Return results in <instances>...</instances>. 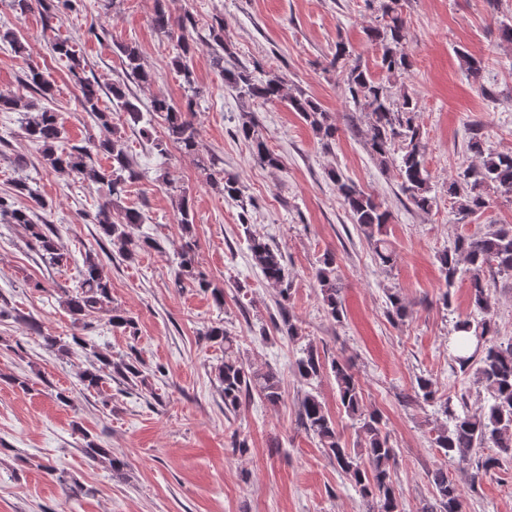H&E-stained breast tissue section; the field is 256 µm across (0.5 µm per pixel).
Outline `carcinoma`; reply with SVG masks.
<instances>
[{
    "label": "carcinoma",
    "instance_id": "1",
    "mask_svg": "<svg viewBox=\"0 0 512 512\" xmlns=\"http://www.w3.org/2000/svg\"><path fill=\"white\" fill-rule=\"evenodd\" d=\"M381 21L378 26L366 29L368 42L379 51L377 66L385 77L401 76L411 70L412 54L408 50L406 21L402 15L401 0H379ZM153 26L168 39L176 42L178 50L174 59L177 72L192 95L185 105L178 106L164 95L151 100L149 111L158 116L165 125V136L152 142L153 149L163 155L168 146L174 145L186 154H194L198 148L199 130L192 119L194 97L200 94L193 71L187 64L197 49L189 32L193 25L190 15L175 20L158 6L152 18ZM210 46L214 51V63L224 73L225 85L242 98L262 104L286 101L289 108L300 114L323 146L330 147L336 140L335 116L322 108L321 104L302 90L288 91V79L284 74L267 73L259 65L249 68L238 63L224 67V58L234 57L231 45L224 39V24L215 21L209 28ZM126 73L134 80L148 84L151 75L141 64L137 46L129 43L115 45ZM52 51L66 58L70 70L76 74L84 69L82 60L66 40H57ZM341 65L344 72V95L354 110L365 118L362 131L366 151L382 169L393 167L400 180L399 188L407 201L417 210L428 212L435 197L430 195V173L427 168L422 133L416 123L417 103L404 93L400 98L392 96L390 87L383 79L375 77L361 57L355 54L351 44L343 39L336 41L333 65ZM23 91L44 100L53 96V87L44 80L38 68L30 66L22 80ZM78 106L90 113L103 134L89 140L85 146H73L66 150L58 146L64 138V130L58 115L48 107L35 112V103L25 96L15 94L0 96V111L16 110L20 107L32 110L22 125L25 138L39 146L45 167L67 176L80 177L92 184L107 188L105 200L100 204L94 223L98 224L101 236L117 249L120 256L132 259L140 251H159L162 245L154 238H137L134 227L142 223L138 210H128L121 221L112 219L114 205L126 192V185L140 178V171L128 153L122 137L111 130L112 112L101 107L98 85L87 78L79 80ZM112 99L123 110L128 121L141 122L142 111L125 91L115 86ZM239 133L248 141L252 153L264 166L283 168L280 155L270 151L259 132V121L255 115L242 122ZM486 134L483 128L469 129L468 148L482 156V163L469 166L448 182V196L461 218L481 212L490 206L488 190L512 197V153H485ZM103 156L110 161L109 167L97 166L93 157ZM206 183L223 186L224 197L241 202V221L247 220V204L242 202L241 188L237 178L224 172L219 161L212 158L201 166ZM330 180L337 195L353 216L355 224L372 247L375 261L391 267L396 253L387 239L386 225L389 211L371 194L357 188L341 173L333 171ZM176 192L179 224L190 232L194 213L186 189L172 187ZM27 198L24 206L19 199ZM47 205L30 187L20 180L15 184V193L0 195V223L14 224L21 229V236L28 247L37 252L42 260L52 266L67 265L69 256L59 245L57 228L39 214ZM247 233L248 249L252 261L264 280L278 289L276 301L277 318L273 319L278 332L290 340L302 338L297 318L291 312V282L281 252L269 242L253 233ZM440 271L446 287H452L459 278L470 283V301L481 318H465L456 321L454 332L458 338L448 348L451 361L459 370L475 369L476 382L490 395L488 411L472 413L467 402L461 398L453 404L449 397L438 395V389L429 378L419 376L414 387L415 397L426 403L438 404L443 421L435 428L433 442L445 457L461 464H475L473 478L477 479L498 467L502 460L512 459V340L498 339L493 328V311L490 303V285L500 275L512 276V225L499 224L485 232L462 237L454 247L438 256ZM316 286L329 316L341 321L344 316L342 283L336 267V256L325 253L316 270ZM195 285L208 291L214 302L224 304V289L215 288L196 269L191 243H185L175 272V284ZM388 315L395 324L408 317V309L396 292L388 293ZM64 305L73 322L79 323L98 311L110 313L109 325L132 340L138 328L135 320L112 307V282L99 254L87 251L80 269V280L76 289L67 295ZM25 330L40 336L43 346L50 354L64 358L80 349L88 355L87 366L78 373V382L84 390L102 394L103 374L131 388L150 386V373L136 352L125 357L114 358L74 336L66 341L43 330L39 320L31 315H15ZM208 342L224 349V359L214 368L218 392L224 402V410L236 411L243 401L254 396L275 406L282 399L280 378L276 371L253 370L243 361L239 353L237 337L222 324L212 326L204 333ZM300 380L310 384L323 374L330 373L337 387V395L346 415L358 424V440L350 447L336 429L324 403L318 396L307 393L300 403L299 417L305 430L318 441L327 457L355 487L366 512H402L399 489L393 479L392 464L394 448L384 430L380 416L367 409L361 385L350 362L336 356L323 359L317 348L309 343L293 365ZM482 448H495L497 452L485 457ZM81 452L90 461H108L111 471L118 472L123 462L112 458V449L104 448L87 432L83 433ZM435 488L434 503L421 508L420 512H458L462 503L461 490L448 477V469L438 467L431 472Z\"/></svg>",
    "mask_w": 512,
    "mask_h": 512
}]
</instances>
